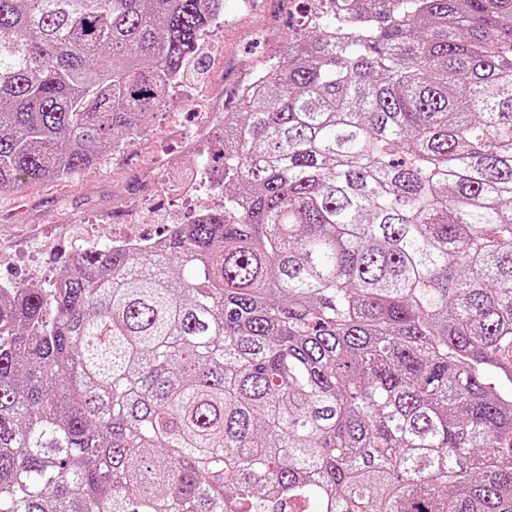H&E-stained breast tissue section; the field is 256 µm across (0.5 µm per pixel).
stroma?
Returning <instances> with one entry per match:
<instances>
[{"label":"stroma","mask_w":512,"mask_h":512,"mask_svg":"<svg viewBox=\"0 0 512 512\" xmlns=\"http://www.w3.org/2000/svg\"><path fill=\"white\" fill-rule=\"evenodd\" d=\"M303 0H224L204 36L195 76L118 150L68 179L0 194V283L54 279L77 250L121 230L144 237L185 224L197 206H221L222 173L201 164L242 85L288 42Z\"/></svg>","instance_id":"obj_1"}]
</instances>
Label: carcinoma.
I'll list each match as a JSON object with an SVG mask.
<instances>
[{"instance_id":"cac0c4a2","label":"carcinoma","mask_w":512,"mask_h":512,"mask_svg":"<svg viewBox=\"0 0 512 512\" xmlns=\"http://www.w3.org/2000/svg\"><path fill=\"white\" fill-rule=\"evenodd\" d=\"M224 0H0V194L159 110ZM224 205L0 284V512H512V0H318Z\"/></svg>"}]
</instances>
